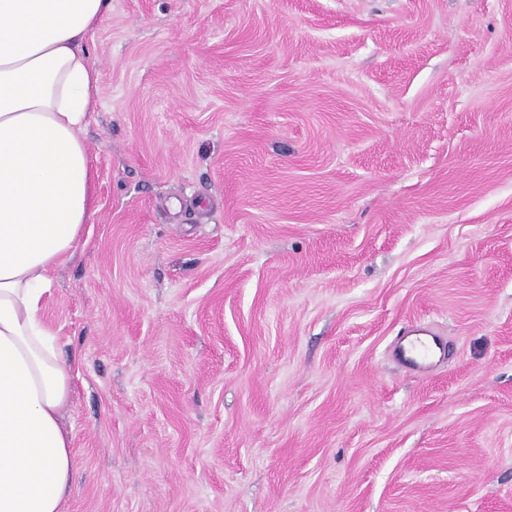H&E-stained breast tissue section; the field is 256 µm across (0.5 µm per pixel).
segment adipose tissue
Masks as SVG:
<instances>
[{
  "mask_svg": "<svg viewBox=\"0 0 512 512\" xmlns=\"http://www.w3.org/2000/svg\"><path fill=\"white\" fill-rule=\"evenodd\" d=\"M112 0H0V512H66L74 385L43 317L95 211L88 45Z\"/></svg>",
  "mask_w": 512,
  "mask_h": 512,
  "instance_id": "obj_1",
  "label": "adipose tissue"
}]
</instances>
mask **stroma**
Returning a JSON list of instances; mask_svg holds the SVG:
<instances>
[{
  "label": "stroma",
  "mask_w": 512,
  "mask_h": 512,
  "mask_svg": "<svg viewBox=\"0 0 512 512\" xmlns=\"http://www.w3.org/2000/svg\"><path fill=\"white\" fill-rule=\"evenodd\" d=\"M89 56L67 512H512V0H112ZM430 337V344L417 340L412 342L411 338L404 339L396 348V355L404 362H411L422 371L431 369L434 365L436 354L441 351L442 343L437 336L424 334Z\"/></svg>",
  "instance_id": "obj_1"
}]
</instances>
